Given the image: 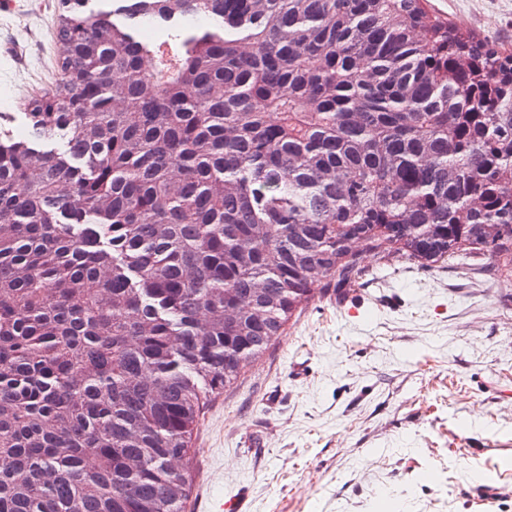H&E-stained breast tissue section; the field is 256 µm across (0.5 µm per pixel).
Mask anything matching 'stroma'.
Masks as SVG:
<instances>
[{
  "label": "stroma",
  "instance_id": "1",
  "mask_svg": "<svg viewBox=\"0 0 512 512\" xmlns=\"http://www.w3.org/2000/svg\"><path fill=\"white\" fill-rule=\"evenodd\" d=\"M512 54V0H429ZM61 0H0V137L54 93ZM365 272L328 289L207 393L183 512H512V275L494 260Z\"/></svg>",
  "mask_w": 512,
  "mask_h": 512
}]
</instances>
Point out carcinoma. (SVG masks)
I'll list each match as a JSON object with an SVG mask.
<instances>
[{
    "label": "carcinoma",
    "mask_w": 512,
    "mask_h": 512,
    "mask_svg": "<svg viewBox=\"0 0 512 512\" xmlns=\"http://www.w3.org/2000/svg\"><path fill=\"white\" fill-rule=\"evenodd\" d=\"M81 4L56 67L95 111L0 138V512H181L202 395L355 283L357 240L512 268V55L424 0Z\"/></svg>",
    "instance_id": "1"
}]
</instances>
